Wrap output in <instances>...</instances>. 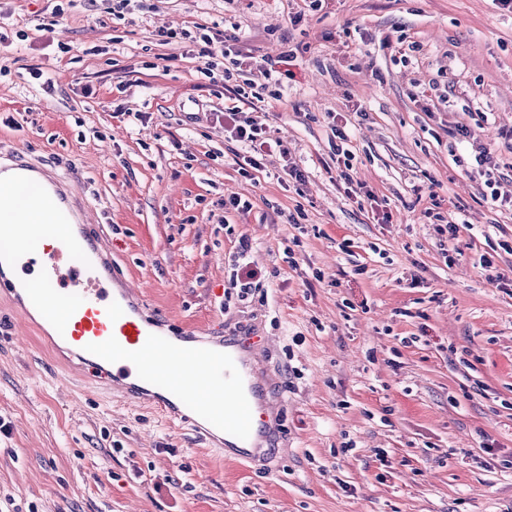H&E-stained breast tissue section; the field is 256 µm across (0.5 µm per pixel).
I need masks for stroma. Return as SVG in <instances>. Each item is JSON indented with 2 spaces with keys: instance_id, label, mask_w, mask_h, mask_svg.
Instances as JSON below:
<instances>
[{
  "instance_id": "35a3bbf8",
  "label": "stroma",
  "mask_w": 512,
  "mask_h": 512,
  "mask_svg": "<svg viewBox=\"0 0 512 512\" xmlns=\"http://www.w3.org/2000/svg\"><path fill=\"white\" fill-rule=\"evenodd\" d=\"M107 6L0 0V153L76 172L106 258L166 329L265 337L280 432L255 463L226 462L192 423L75 368L0 288V512H512V210L471 174L477 148L495 150L512 192L497 137L512 126V14L491 0H147L119 21ZM191 22L291 72L265 122L307 171L302 191L276 154L239 175L223 81L192 42L156 34ZM400 35L417 45L404 65L384 44ZM431 82L448 100L427 112ZM336 113L351 176L391 223L338 187ZM432 190L456 239L426 214ZM231 194L251 211L225 213ZM242 237L266 300L211 298Z\"/></svg>"
}]
</instances>
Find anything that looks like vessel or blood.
Segmentation results:
<instances>
[{
    "label": "vessel or blood",
    "mask_w": 512,
    "mask_h": 512,
    "mask_svg": "<svg viewBox=\"0 0 512 512\" xmlns=\"http://www.w3.org/2000/svg\"><path fill=\"white\" fill-rule=\"evenodd\" d=\"M68 179L22 153L0 155V223L12 227V245L0 249V258L11 255L30 273L23 285L28 304L79 353L107 365L128 398H138L141 382H150L159 407L191 405L210 432L223 433L226 457L255 459L279 421L278 400L259 368V337L169 333L149 321L132 289L120 287L65 187ZM32 213L43 235L59 241L38 260L31 256L34 240L20 230Z\"/></svg>",
    "instance_id": "vessel-or-blood-1"
}]
</instances>
